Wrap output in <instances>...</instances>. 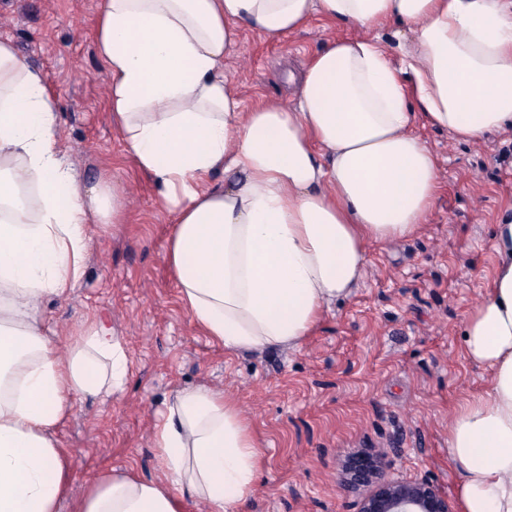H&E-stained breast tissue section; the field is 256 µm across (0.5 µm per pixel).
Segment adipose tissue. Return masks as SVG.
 <instances>
[{
  "label": "adipose tissue",
  "mask_w": 512,
  "mask_h": 512,
  "mask_svg": "<svg viewBox=\"0 0 512 512\" xmlns=\"http://www.w3.org/2000/svg\"><path fill=\"white\" fill-rule=\"evenodd\" d=\"M319 16L328 37L290 103L244 108L224 74L242 26L279 41ZM402 28L392 63L379 36ZM95 43L128 157L173 217L167 269L212 344L295 348L363 275L368 246L415 234L438 200V160L415 119L463 142L512 126V0H104ZM46 73L0 38V512H60L69 454L54 432L75 401L124 384L122 342L86 317L67 343L42 307L81 280L125 187L86 185L59 143ZM464 321L483 390L448 422L460 512H512V213ZM160 479L101 475L76 512H240L266 460L233 394L183 389L155 424Z\"/></svg>",
  "instance_id": "adipose-tissue-1"
}]
</instances>
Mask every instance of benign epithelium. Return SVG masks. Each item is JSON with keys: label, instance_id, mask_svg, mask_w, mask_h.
I'll use <instances>...</instances> for the list:
<instances>
[{"label": "benign epithelium", "instance_id": "1", "mask_svg": "<svg viewBox=\"0 0 512 512\" xmlns=\"http://www.w3.org/2000/svg\"><path fill=\"white\" fill-rule=\"evenodd\" d=\"M338 484L361 492L357 512H452L432 484L387 476L381 453L349 454Z\"/></svg>", "mask_w": 512, "mask_h": 512}]
</instances>
